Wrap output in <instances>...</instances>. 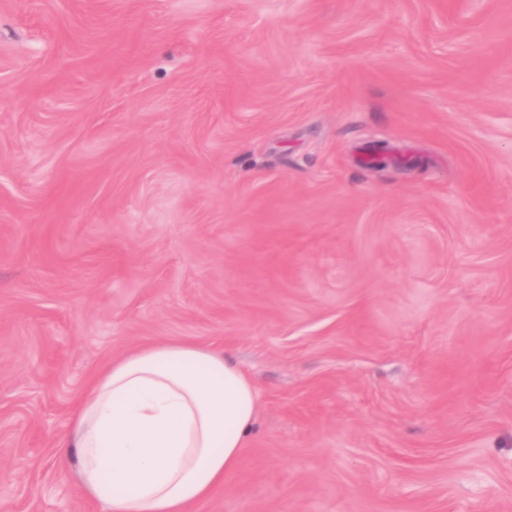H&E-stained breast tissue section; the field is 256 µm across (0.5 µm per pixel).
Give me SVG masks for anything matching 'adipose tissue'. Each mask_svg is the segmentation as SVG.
Instances as JSON below:
<instances>
[{"label": "adipose tissue", "mask_w": 512, "mask_h": 512, "mask_svg": "<svg viewBox=\"0 0 512 512\" xmlns=\"http://www.w3.org/2000/svg\"><path fill=\"white\" fill-rule=\"evenodd\" d=\"M257 410L254 384L223 352L144 345L94 376L60 456L105 512H190L239 466Z\"/></svg>", "instance_id": "obj_1"}]
</instances>
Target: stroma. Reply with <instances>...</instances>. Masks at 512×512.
Instances as JSON below:
<instances>
[{"label":"stroma","mask_w":512,"mask_h":512,"mask_svg":"<svg viewBox=\"0 0 512 512\" xmlns=\"http://www.w3.org/2000/svg\"><path fill=\"white\" fill-rule=\"evenodd\" d=\"M168 340L259 393L195 512H512V0H0V503Z\"/></svg>","instance_id":"1"}]
</instances>
